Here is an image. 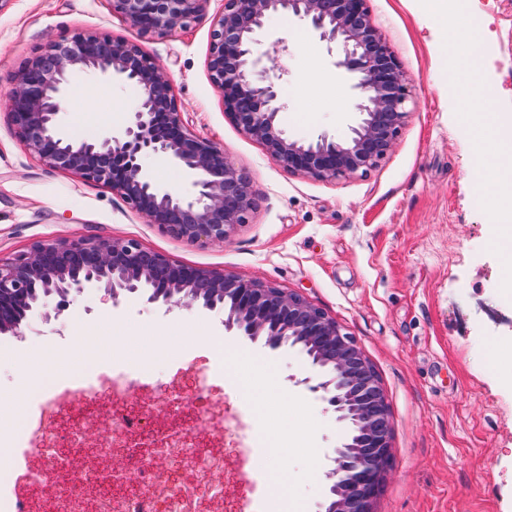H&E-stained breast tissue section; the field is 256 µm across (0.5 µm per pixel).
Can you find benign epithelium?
Masks as SVG:
<instances>
[{
  "label": "benign epithelium",
  "mask_w": 512,
  "mask_h": 512,
  "mask_svg": "<svg viewBox=\"0 0 512 512\" xmlns=\"http://www.w3.org/2000/svg\"><path fill=\"white\" fill-rule=\"evenodd\" d=\"M112 13L142 35L169 36L202 19L209 0H109ZM274 15L308 22L313 35L335 45L336 66L352 80L354 124L344 139L289 136L279 123L286 70L281 41L260 51L257 34ZM78 71L99 72L134 86L138 104L124 124L94 141L59 131V117ZM208 71L222 92L225 114L290 173L321 181L363 176L385 157L408 121L410 90L367 0H224L213 20ZM10 122L27 150L51 170L101 184L146 223L188 243L229 240L249 222L255 193L249 176L224 148L186 125L164 68L139 44L109 34L77 32L50 42L12 81ZM159 157L183 172V190L157 184L145 160ZM90 289L113 303L140 293L172 307L224 309V328L272 351L305 342L308 374L294 380L331 408L346 436L330 456L333 480L323 512H375L393 448L382 382L353 339L323 310L298 294L222 271L190 266L135 239L90 237L37 241L0 258V335H22L28 317L56 301L59 317Z\"/></svg>",
  "instance_id": "1"
}]
</instances>
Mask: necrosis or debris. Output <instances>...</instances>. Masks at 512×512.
<instances>
[{
    "mask_svg": "<svg viewBox=\"0 0 512 512\" xmlns=\"http://www.w3.org/2000/svg\"><path fill=\"white\" fill-rule=\"evenodd\" d=\"M166 362L173 368L157 382ZM154 388L168 424L138 398ZM219 389L206 365L167 350L31 383L12 436L16 463L0 471V512H250L243 460L226 444L243 429L215 402Z\"/></svg>",
    "mask_w": 512,
    "mask_h": 512,
    "instance_id": "necrosis-or-debris-1",
    "label": "necrosis or debris"
}]
</instances>
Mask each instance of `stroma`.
<instances>
[{
	"label": "stroma",
	"instance_id": "35a3bbf8",
	"mask_svg": "<svg viewBox=\"0 0 512 512\" xmlns=\"http://www.w3.org/2000/svg\"><path fill=\"white\" fill-rule=\"evenodd\" d=\"M370 18L399 59L412 114L391 150L366 176L333 182L289 173L226 116L207 69V16L167 37L144 36L107 0H7L0 7V255L41 240L134 238L183 264L221 269L303 296L351 336L382 380L390 410L393 464L376 512H512V282L494 241L512 221L493 217V195L473 173L499 164L480 126L455 111L454 70L436 46L442 27L424 0H369ZM485 20L484 82L496 113L512 114V0H470ZM77 31L137 42L170 75L191 130L223 146L256 190L248 224L223 245L177 240L148 224L105 186L40 163L12 130L1 106L23 63L53 39ZM262 48L284 41L282 126L298 139L345 136L354 122L348 82L327 48L297 18L269 19ZM61 114L77 141L120 127L135 87L93 72L72 77ZM106 336L109 367L125 355L149 357L158 344L224 375V410L270 444L251 482L257 512H318L330 482L335 416L295 381L307 373L296 352H273L224 329L220 310H165L137 295L93 298L60 318L35 315L22 337L0 335V393L46 373L64 377L81 360L82 339ZM223 345L216 356L215 345ZM498 358L501 368L489 361ZM284 468L279 492L266 474Z\"/></svg>",
	"mask_w": 512,
	"mask_h": 512
}]
</instances>
